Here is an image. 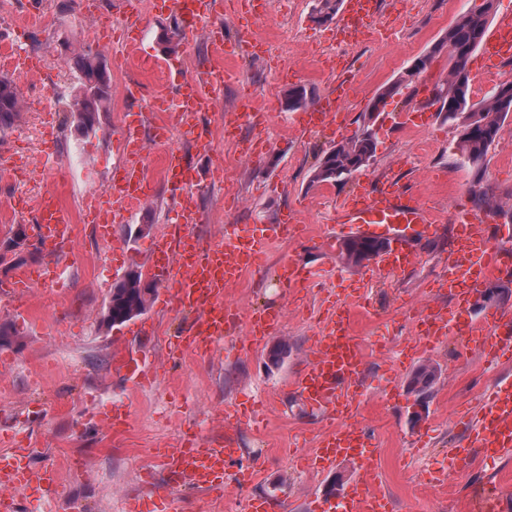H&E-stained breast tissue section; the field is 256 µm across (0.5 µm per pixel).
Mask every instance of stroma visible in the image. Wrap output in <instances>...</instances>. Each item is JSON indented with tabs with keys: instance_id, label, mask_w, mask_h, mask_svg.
Returning a JSON list of instances; mask_svg holds the SVG:
<instances>
[{
	"instance_id": "35a3bbf8",
	"label": "stroma",
	"mask_w": 512,
	"mask_h": 512,
	"mask_svg": "<svg viewBox=\"0 0 512 512\" xmlns=\"http://www.w3.org/2000/svg\"><path fill=\"white\" fill-rule=\"evenodd\" d=\"M381 2L392 37L376 45L364 41L350 46L340 41L335 22L313 21L315 0H270L267 12L255 16V31L268 45H286L284 63L271 68L246 57L236 60L239 80L225 84L215 109L202 118L213 145L208 156L197 155L189 136H177L176 149L199 169H224L223 184L201 186L195 196L203 219L194 231L203 242L221 237L225 225L269 224L289 210L296 212L305 236L275 242L259 268L247 272L228 292L229 299L246 310L263 305L281 309L283 320L275 334L251 348L241 323L216 353L188 354L171 362L165 341L178 334L187 314L149 307L145 316L156 324L151 338L131 335L127 323L111 328L102 323L113 285L129 270L144 269L155 237L174 222V195L160 172L163 147L152 144L147 151V172L155 185L149 216L138 214L113 225L111 239L103 240L82 218L84 197L87 183L101 185L109 177L120 155L124 127L140 120L147 136L163 118L159 112L135 114L121 93L123 86L137 77L151 88H164V76L151 67L155 60L166 61L182 74H196L209 60V45L197 39L177 54L164 55L158 38L175 15L145 7L139 59L125 66L108 60L111 105L100 115L103 132L84 137L66 110L76 78L64 56L69 48L95 47L93 28L78 16L75 0H8L11 17L0 25V43L42 60L41 78L28 86L27 94L39 97L42 86L48 85L55 99L52 113L24 107L20 120L0 131V147L35 169L26 182L0 179V241L19 222L7 207L18 191L34 198L61 189L78 217L67 273L58 284L33 290L31 319H14L8 294L0 290V322L15 321L21 332L18 343L0 348V452L22 443L30 450L34 470L56 473L54 495L31 487L17 491L21 512H125L124 500L132 496L141 497L147 512H160L165 505L171 512H244L252 496L268 498L269 512H315L318 502L328 501L327 487L335 477L351 479L354 470L347 463L326 472L312 466L310 456L322 428L317 415L292 390L291 380L311 341L324 330L344 278L360 281L367 306L354 322L367 352L358 417L375 434L374 463L393 512H461L483 486L512 492V457L475 464L445 485L429 479L446 468L444 450L461 432L458 405L477 404L498 379L512 378V364H491L479 353L461 352L454 339L422 348L410 364L398 363L401 349L417 335L408 306L424 299L448 303L447 291L433 282L444 270L455 211L472 206L468 189L474 173L460 160L458 130L437 112L423 117L414 110L421 85L443 82L447 53L435 55L375 115V158L346 182L331 184L326 191L311 184L312 170L331 142L317 132L300 136L286 130L299 118L285 105L290 87L317 96L332 90L348 71L353 86L341 136L353 137L379 90L479 0ZM246 90L277 125L271 130L245 125L236 138H225L224 113ZM47 129L53 132L56 153L70 161L58 177L37 169ZM20 131L25 140H17ZM391 166L399 179L440 205L442 224L436 235L422 241L420 264L383 285L368 275L366 266H348L336 256L324 258L318 241L331 233L345 240L336 222L337 198ZM483 182L499 195L512 191V117L488 155ZM227 183L236 190L232 204L224 200ZM291 259L318 271V278L285 288L275 271ZM282 342L288 350L278 364H271L269 352ZM121 347L142 351L156 365L155 386L134 387L114 371L112 351ZM424 364L437 366L439 377L422 419L415 423L414 396L407 382ZM228 405L243 412L232 436L244 458L261 471L262 481L250 488L228 487L217 497L170 489L157 449L179 447L185 433L196 428L212 439L223 435L217 418ZM115 408L126 409L131 417L129 427L117 435L100 422ZM78 459L87 462L86 471L74 470ZM148 479L155 494L144 486Z\"/></svg>"
}]
</instances>
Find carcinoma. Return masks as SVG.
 <instances>
[{
  "label": "carcinoma",
  "instance_id": "cac0c4a2",
  "mask_svg": "<svg viewBox=\"0 0 512 512\" xmlns=\"http://www.w3.org/2000/svg\"><path fill=\"white\" fill-rule=\"evenodd\" d=\"M495 0L482 3L462 15L461 21L448 27V32L426 55L420 57L421 66L427 67L434 56L448 52L450 67L448 77L437 87L450 97L449 111L443 115L460 129L457 148L463 161L475 171L469 194L476 208L490 210L499 216L511 213L504 209L500 197L483 185V170L490 148L498 141L503 125L512 114V81L499 85L500 91L492 93L478 103L471 102V79L466 69L467 61L483 42L488 30L489 18L494 10ZM341 6V0H318L314 8L315 20L328 22L334 19ZM180 24L164 30L160 42L167 54L179 51L181 39ZM65 62L76 73L77 84L66 103V111L77 116V129L85 137L100 129L99 115L108 111L110 104L111 78L104 55L90 48L65 57ZM288 108L298 109L308 103V93L302 87H295L285 94ZM21 111L19 90L9 78L0 77V130L10 128ZM375 135L370 125H363L354 137L342 141L324 153L312 171L310 183L323 184L339 182L367 166L375 157ZM18 264L42 254L41 248L28 249L20 238H8ZM388 246V241L378 236L352 237L342 243L341 259L348 265L359 266L370 260L376 253ZM155 288L144 283L137 269L128 271L112 288L103 323L108 326L122 325L140 316L149 308ZM439 375L434 365L421 366L411 377V383L421 391H430Z\"/></svg>",
  "mask_w": 512,
  "mask_h": 512
}]
</instances>
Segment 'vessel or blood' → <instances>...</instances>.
<instances>
[{
    "label": "vessel or blood",
    "mask_w": 512,
    "mask_h": 512,
    "mask_svg": "<svg viewBox=\"0 0 512 512\" xmlns=\"http://www.w3.org/2000/svg\"><path fill=\"white\" fill-rule=\"evenodd\" d=\"M162 8L176 12L183 20V33L200 34L207 21L221 14L223 0H159ZM378 0H345V17H358L370 25L380 22ZM125 37L117 51L120 61H132L138 49L141 15L138 9L124 6ZM213 63L208 71L188 78L175 75L171 90L148 91L139 81L128 83L123 94L137 107L168 113L169 118L155 123L152 137L165 143L170 125L193 134L198 150L206 152L211 141L200 124L224 92L229 70L224 67V38L211 37ZM486 60L478 79L492 76L498 67L512 59V16L500 17L487 34L482 47ZM347 98L345 86L319 96L301 111L303 129L336 133L344 119ZM122 156L114 165L104 190H89L96 230L101 237L112 235V225L125 213L142 205L152 193L146 171V157L140 130L128 125L122 137ZM164 180L180 191L175 224L170 233L159 237L149 255V265L167 287L159 299L163 310L190 314L184 329L170 341L167 357L178 360L187 352L212 353L223 343L240 318H247L249 344L260 343L282 321L281 310L254 309L241 314L224 299L227 286L253 266L271 242L292 234L293 217L283 216L274 224H229L223 237L205 244L194 232L201 216L195 204L200 178L177 150L165 151L160 159ZM18 214L28 216L43 242L46 262L38 269L17 271L10 295L15 314L28 316L26 299L36 285L58 281L61 261L70 254L74 239L75 214L58 191L46 192L36 206L15 205ZM338 222L347 232L358 235L383 233L392 246L373 260L375 277H389L407 270L418 258L412 242L433 235L440 222L430 199L419 189L403 184L393 173L359 183L355 190L337 202ZM490 215L461 214L453 226L448 250V271L438 285L448 291L451 306L424 305L422 316L428 325L423 340L438 345L457 336L466 346L492 361H512V311L492 309L480 319H472L467 306L473 294L485 283L512 273V248L496 244L487 230ZM311 271L297 261L284 263L278 277L287 286L309 279ZM357 296L334 309L325 331L313 341L307 360L293 378L292 386L300 399L326 420L325 434L313 455L319 469L328 470L347 462L353 465L354 479L345 487L335 505L320 512H389L390 504L379 486L378 474L367 450L373 436L367 426L354 420V410L362 390L367 360L364 347L349 330L351 314L359 308ZM115 366L126 372L135 384L155 381L138 353L125 349L115 357ZM464 437L449 448L448 471L478 462H492L512 454V381L497 382L486 402L464 423ZM171 485L205 494L222 493L226 466L239 458L240 450L227 440H206L191 435L181 447L160 451ZM29 453L22 447L0 452V512H17L16 490L37 483L52 488V470L33 473Z\"/></svg>",
    "instance_id": "obj_1"
}]
</instances>
